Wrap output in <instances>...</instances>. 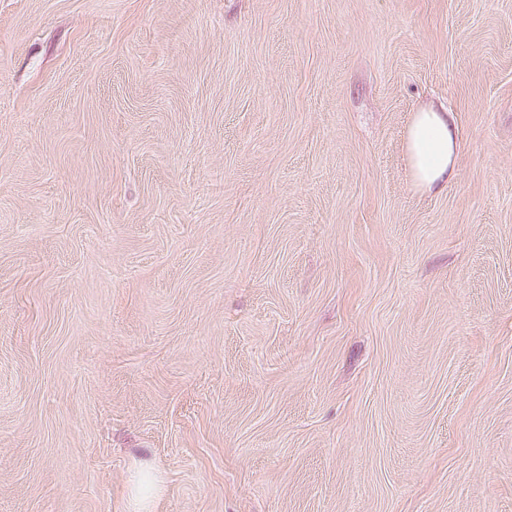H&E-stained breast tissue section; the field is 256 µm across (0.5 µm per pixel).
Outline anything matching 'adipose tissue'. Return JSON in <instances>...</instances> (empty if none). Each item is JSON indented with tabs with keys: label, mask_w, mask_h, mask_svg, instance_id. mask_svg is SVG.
Returning <instances> with one entry per match:
<instances>
[{
	"label": "adipose tissue",
	"mask_w": 512,
	"mask_h": 512,
	"mask_svg": "<svg viewBox=\"0 0 512 512\" xmlns=\"http://www.w3.org/2000/svg\"><path fill=\"white\" fill-rule=\"evenodd\" d=\"M405 149L414 185L423 191L447 188L455 175L458 130L446 107L427 105L415 113L406 134ZM161 489L159 474L137 468L128 486L129 512H153Z\"/></svg>",
	"instance_id": "ef3b65f1"
}]
</instances>
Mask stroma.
I'll return each instance as SVG.
<instances>
[{
    "instance_id": "1",
    "label": "stroma",
    "mask_w": 512,
    "mask_h": 512,
    "mask_svg": "<svg viewBox=\"0 0 512 512\" xmlns=\"http://www.w3.org/2000/svg\"><path fill=\"white\" fill-rule=\"evenodd\" d=\"M144 463L155 512H512V0H0V512ZM405 149L414 185L422 191H441L455 175L459 142L452 112L427 105L415 113L406 134Z\"/></svg>"
}]
</instances>
